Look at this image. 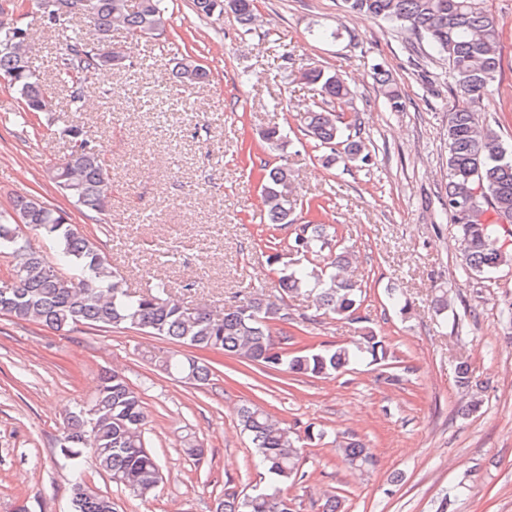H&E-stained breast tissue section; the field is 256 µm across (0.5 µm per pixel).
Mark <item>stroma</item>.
<instances>
[{
  "label": "stroma",
  "instance_id": "stroma-1",
  "mask_svg": "<svg viewBox=\"0 0 512 512\" xmlns=\"http://www.w3.org/2000/svg\"><path fill=\"white\" fill-rule=\"evenodd\" d=\"M160 38L112 43L136 69L111 71L86 92L82 121L112 165V207L94 221L47 177L66 146L47 116L20 125L19 94L0 84V212L16 197L65 210L107 254L133 289L165 281L186 307L222 309L261 291L284 300L287 321L273 323L292 352L349 343L369 328L392 357L331 378L267 372L219 351L193 349L212 371L207 385L178 382L154 359L167 340L133 329L77 326L57 332L0 316V512H70L71 475L61 454L63 424L89 400L104 371H118L141 394L144 440L161 461L162 481L143 500L95 467L90 486L117 512H213L218 498L267 482L250 463L252 444L238 425L246 403L264 406L295 431L321 430L303 443L302 481L287 495L295 512H322L339 495L340 512H512V264L483 276L465 271L457 230L442 203L448 184L445 129L454 99L448 65L408 31L343 0H257L258 20L243 31L232 12L197 16L192 0H168ZM502 29V69L474 110L480 123L512 143V0H486ZM0 15L30 30L31 60L44 77L62 47L43 28L33 0H5ZM338 30L319 40L317 28ZM209 67L213 82L192 94L168 85L175 57ZM319 66L343 75L372 166L325 161L303 131L300 113L319 101L301 72ZM387 70L402 95L391 111L377 92L374 67ZM279 126L285 149L263 131ZM287 164L298 198L314 204L316 223L335 228L354 254L367 295L362 323L316 312L310 297L285 295L262 244L260 167ZM194 280L187 291L184 281ZM411 305L392 306L391 290ZM447 308H440V298ZM467 361L474 388L463 392L456 366ZM362 442L375 463L351 470L338 452ZM206 457L188 460V444Z\"/></svg>",
  "mask_w": 512,
  "mask_h": 512
}]
</instances>
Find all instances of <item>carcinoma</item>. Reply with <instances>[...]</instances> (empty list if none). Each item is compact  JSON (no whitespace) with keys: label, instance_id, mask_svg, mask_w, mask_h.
Returning a JSON list of instances; mask_svg holds the SVG:
<instances>
[{"label":"carcinoma","instance_id":"obj_1","mask_svg":"<svg viewBox=\"0 0 512 512\" xmlns=\"http://www.w3.org/2000/svg\"><path fill=\"white\" fill-rule=\"evenodd\" d=\"M57 15L42 16L43 26L65 40L56 78L48 82L31 65V32L0 20V81L19 94L27 115L52 111L56 92H65L69 112L82 111L88 84L99 71L126 67L122 53L112 48L109 36L122 29L132 39L160 36L167 23L164 0H56ZM346 7L392 27L410 31L448 63V88L455 105L448 113V191L445 210L456 225L465 270L486 275L512 261L502 248L498 225L512 224V145L494 128L476 122L472 106L492 87L501 67L502 43L498 20L484 0H344ZM229 8L249 25L255 0H193L195 13L209 18ZM92 28L96 41L86 37ZM211 71L190 56L175 65L178 86L189 89L210 82ZM375 83L392 111L403 108L401 94L388 74L374 67ZM302 78L318 87L325 102L345 105L353 90L340 74L311 67ZM314 147L327 148L344 167H368L372 154L356 124L334 111L314 105L301 116ZM69 143L63 159L53 163L49 178L56 188L86 213L100 217L112 205L111 164L83 126L63 120L58 129ZM261 197L267 222L294 223L298 198L285 165L264 167ZM493 211L497 220L482 219ZM47 241L67 276L32 248L27 232ZM299 263L268 256L276 265L277 284L285 293L304 292L323 313L360 322L357 316L365 291L350 269L352 253L340 244L337 233L323 224H304L302 233L288 243ZM0 254L15 259L12 287L0 286V315L34 322L57 332L72 327L134 329L171 343L222 351L276 371L305 376H329L355 363L378 364L390 357L385 340L366 329L350 345L305 349L293 354L273 336L272 323L286 319L285 304L248 294L221 311L185 308L169 296L167 283L158 281L136 292L112 270L107 255L71 223L69 215L47 202L27 197L13 201L12 212L0 214ZM160 368L181 382L208 384V366L176 351L159 361ZM239 424L253 445L252 463L264 470L271 483L251 494H227L216 501L215 512H292L284 487L301 478L300 436L265 408L250 403L239 408ZM146 422L140 393L117 371L105 373L92 398L71 413L62 445L74 482L72 512H111V499L85 482L83 468L91 463L112 483L141 499L152 496L162 480L158 458L148 451ZM349 468L374 464L364 444L349 442L339 449Z\"/></svg>","mask_w":512,"mask_h":512}]
</instances>
